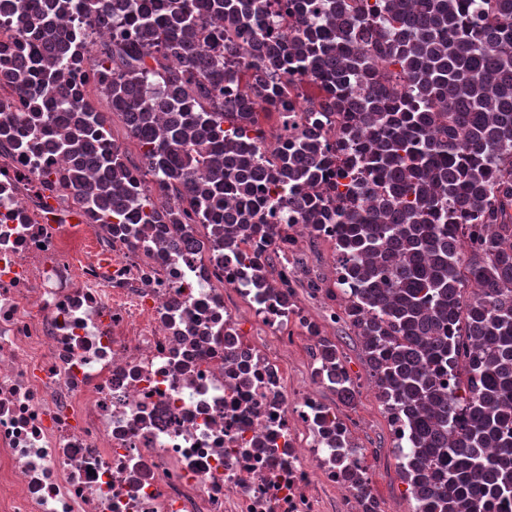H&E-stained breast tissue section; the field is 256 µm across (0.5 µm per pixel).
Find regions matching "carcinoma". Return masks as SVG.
I'll list each match as a JSON object with an SVG mask.
<instances>
[{"label": "carcinoma", "instance_id": "carcinoma-1", "mask_svg": "<svg viewBox=\"0 0 512 512\" xmlns=\"http://www.w3.org/2000/svg\"><path fill=\"white\" fill-rule=\"evenodd\" d=\"M116 0H46L112 21ZM126 31L94 47L112 111L43 84L18 121L47 133L66 121L69 183L91 171L86 202L110 224H178L187 192L207 224L266 231L335 224L348 258L343 321L362 339L379 401L413 427L398 456L412 512H486L512 504V0H124ZM291 15L271 26L272 4ZM41 30L46 56L68 45ZM224 22V51L205 48L199 9ZM317 85L293 144L271 156L256 107L295 109L288 86ZM125 116L146 174L174 191L158 211L146 188L123 186L121 159L101 150L112 114ZM337 113L336 141L320 116ZM348 151L333 192L318 189L325 158ZM207 176L200 180V168Z\"/></svg>", "mask_w": 512, "mask_h": 512}]
</instances>
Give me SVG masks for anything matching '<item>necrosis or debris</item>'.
<instances>
[{
    "instance_id": "necrosis-or-debris-1",
    "label": "necrosis or debris",
    "mask_w": 512,
    "mask_h": 512,
    "mask_svg": "<svg viewBox=\"0 0 512 512\" xmlns=\"http://www.w3.org/2000/svg\"><path fill=\"white\" fill-rule=\"evenodd\" d=\"M78 99L123 31L55 18ZM45 56L0 11V512H375L366 455L324 392L326 329L302 304L304 224L224 248L220 224H101L60 152L9 138Z\"/></svg>"
}]
</instances>
